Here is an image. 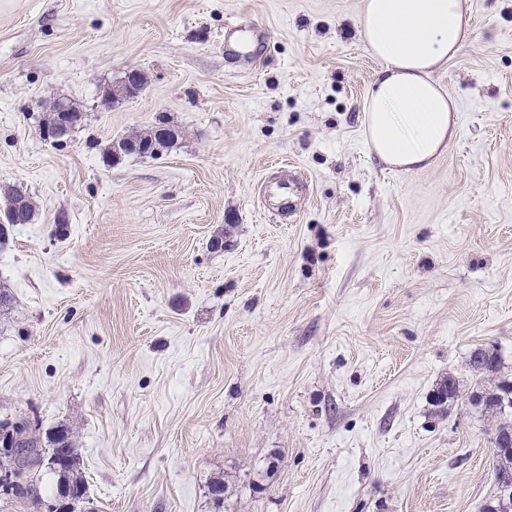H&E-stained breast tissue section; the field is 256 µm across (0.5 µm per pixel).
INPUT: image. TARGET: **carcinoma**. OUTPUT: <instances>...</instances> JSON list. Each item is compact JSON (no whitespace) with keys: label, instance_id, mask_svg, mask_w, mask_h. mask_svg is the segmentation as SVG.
Masks as SVG:
<instances>
[{"label":"carcinoma","instance_id":"cac0c4a2","mask_svg":"<svg viewBox=\"0 0 512 512\" xmlns=\"http://www.w3.org/2000/svg\"><path fill=\"white\" fill-rule=\"evenodd\" d=\"M4 207L0 214V222L8 227L17 224H30L37 215L36 205L32 197L23 187L18 186L3 193ZM473 375L469 385V401L483 407L485 414L497 422L496 435L500 436L512 430V381L502 380L490 386L488 381L501 369V358L498 353L486 354L482 349H475L470 358ZM461 397L460 382L443 379L435 391V403L438 406ZM11 429L25 437L28 452V473L38 471L37 461L42 457L55 458L65 469L66 478L73 486L76 499L81 503H90L87 495V483L80 467L76 432L67 424H59L50 430L40 433L33 430L26 420L0 422V428ZM18 500L40 501L38 484L30 478L11 492Z\"/></svg>","mask_w":512,"mask_h":512}]
</instances>
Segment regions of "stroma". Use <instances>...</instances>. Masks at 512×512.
Returning a JSON list of instances; mask_svg holds the SVG:
<instances>
[{
    "label": "stroma",
    "mask_w": 512,
    "mask_h": 512,
    "mask_svg": "<svg viewBox=\"0 0 512 512\" xmlns=\"http://www.w3.org/2000/svg\"><path fill=\"white\" fill-rule=\"evenodd\" d=\"M436 75L434 165L387 168L360 0H0V420L75 428L95 512H482L494 423L435 407L474 349L512 381V0ZM261 29L257 65L224 53ZM145 91L103 106L127 67ZM85 121L40 135L55 99ZM181 136L107 164L159 118ZM300 173L293 217L260 181ZM222 248H213L214 240ZM224 481V499L209 487ZM16 188L9 192L3 193L4 207L3 213L1 210L0 225L6 224L9 228L7 235H0V244H5V239L10 232V229L15 224H30L37 215L36 205L32 197L27 193L23 187L15 185Z\"/></svg>",
    "instance_id": "obj_1"
}]
</instances>
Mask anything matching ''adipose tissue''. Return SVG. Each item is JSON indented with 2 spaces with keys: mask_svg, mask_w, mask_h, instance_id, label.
<instances>
[{
  "mask_svg": "<svg viewBox=\"0 0 512 512\" xmlns=\"http://www.w3.org/2000/svg\"><path fill=\"white\" fill-rule=\"evenodd\" d=\"M356 25L379 63L362 109L369 148L403 172L431 167L457 132L434 75L476 39L470 0H361Z\"/></svg>",
  "mask_w": 512,
  "mask_h": 512,
  "instance_id": "adipose-tissue-1",
  "label": "adipose tissue"
}]
</instances>
